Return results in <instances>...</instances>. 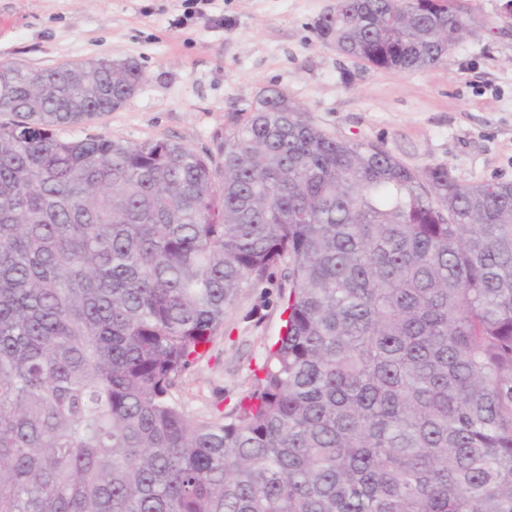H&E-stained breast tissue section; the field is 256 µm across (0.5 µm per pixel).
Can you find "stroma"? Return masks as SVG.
<instances>
[{
  "instance_id": "obj_1",
  "label": "stroma",
  "mask_w": 512,
  "mask_h": 512,
  "mask_svg": "<svg viewBox=\"0 0 512 512\" xmlns=\"http://www.w3.org/2000/svg\"><path fill=\"white\" fill-rule=\"evenodd\" d=\"M469 0L481 22L445 64L400 72L340 55L314 26L336 0H0V62L48 69L99 58L144 75L118 109L57 136L171 140L220 158L261 95L285 93L340 138L381 144L413 169L443 164L462 183L512 181V18ZM244 286L207 354L173 398L191 419L230 413L257 386L283 332L277 286Z\"/></svg>"
}]
</instances>
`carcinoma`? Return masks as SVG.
<instances>
[{
  "instance_id": "cac0c4a2",
  "label": "carcinoma",
  "mask_w": 512,
  "mask_h": 512,
  "mask_svg": "<svg viewBox=\"0 0 512 512\" xmlns=\"http://www.w3.org/2000/svg\"><path fill=\"white\" fill-rule=\"evenodd\" d=\"M464 0H342L317 35L442 65ZM143 74L0 62V512H512V183L412 169L285 94L224 137L68 139ZM288 317L233 417L172 399L241 288Z\"/></svg>"
}]
</instances>
